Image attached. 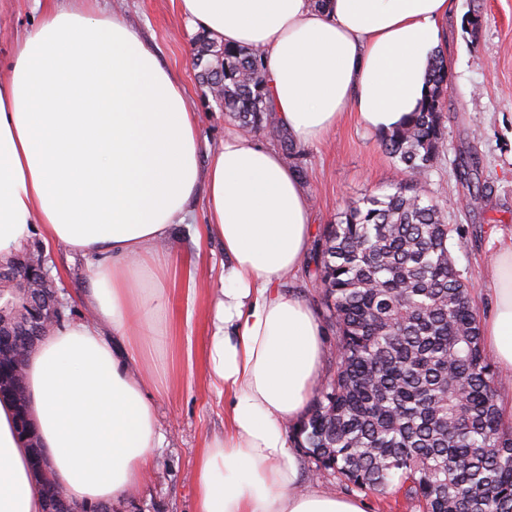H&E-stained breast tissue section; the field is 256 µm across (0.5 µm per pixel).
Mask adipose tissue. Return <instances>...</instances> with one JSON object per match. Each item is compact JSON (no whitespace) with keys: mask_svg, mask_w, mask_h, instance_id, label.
Returning <instances> with one entry per match:
<instances>
[{"mask_svg":"<svg viewBox=\"0 0 512 512\" xmlns=\"http://www.w3.org/2000/svg\"><path fill=\"white\" fill-rule=\"evenodd\" d=\"M187 21L226 44L263 50L277 118L296 142L321 141L346 111L378 134L427 90L451 0H179ZM207 168H200L201 153ZM197 243L224 248L209 282L205 365L231 432L198 462V512H365L355 498L298 487L288 425L301 419L324 353L314 310L281 291L301 265L312 208L276 149L238 131L203 151L197 118L153 47L115 13L56 0L16 42L0 80V261L32 232L83 258L87 315L65 320L26 366L39 442L66 497L91 507L133 495L164 435L137 374L170 345L165 244L197 198ZM483 346L512 369V241L490 271ZM0 512H45L30 451L0 401Z\"/></svg>","mask_w":512,"mask_h":512,"instance_id":"obj_1","label":"adipose tissue"}]
</instances>
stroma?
<instances>
[{"label":"stroma","instance_id":"35a3bbf8","mask_svg":"<svg viewBox=\"0 0 512 512\" xmlns=\"http://www.w3.org/2000/svg\"><path fill=\"white\" fill-rule=\"evenodd\" d=\"M102 8L120 13L156 51L161 65L179 81L198 117L204 147L216 146L231 121L200 83L192 64L193 30L181 15L178 0H100ZM40 14L33 0H0V68L14 51L15 39L34 27ZM448 60L444 132L447 150L422 181L427 198L444 207L445 221L462 233L455 247L456 267L471 279L472 306L484 316L490 306L489 268L502 241L512 238V0H454L448 15ZM379 134L346 116L321 142L301 145L295 167L313 203L312 243H319L327 225L336 223L348 203L365 195L386 194L402 177L399 164L379 144ZM476 161L471 179L460 176L462 164ZM205 222L203 206H195L190 224L175 230L171 249L178 258L170 287L171 344L166 353L170 374L179 378L170 394L153 399L165 435L155 451V466L137 497L110 512H196L195 481L199 457L207 441L224 435L228 424L224 398L208 384L203 371L206 289L188 292V269L221 265L224 249L216 242L195 249L194 228ZM51 277L64 290L65 314L72 320L86 314L81 296L86 263L60 246L46 252ZM285 290L325 314L316 286L314 253L288 277ZM324 355L318 377L326 382L336 370V333L321 324ZM297 461L302 488L332 491L363 501L366 512H420L403 494L387 498L348 488L319 471L305 449Z\"/></svg>","mask_w":512,"mask_h":512}]
</instances>
